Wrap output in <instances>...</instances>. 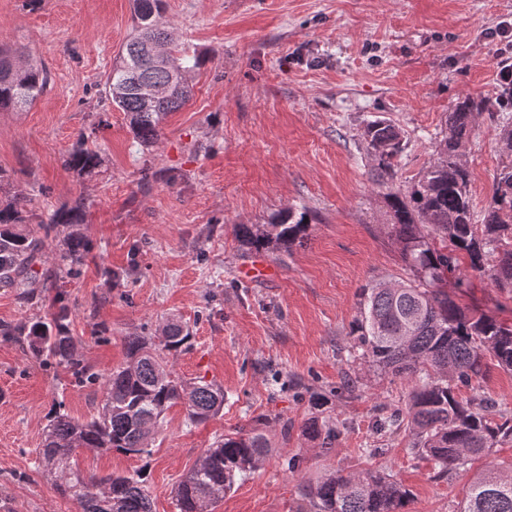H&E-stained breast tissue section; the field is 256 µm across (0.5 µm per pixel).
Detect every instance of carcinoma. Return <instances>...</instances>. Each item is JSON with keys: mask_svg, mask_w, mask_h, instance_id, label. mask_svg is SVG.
I'll list each match as a JSON object with an SVG mask.
<instances>
[{"mask_svg": "<svg viewBox=\"0 0 512 512\" xmlns=\"http://www.w3.org/2000/svg\"><path fill=\"white\" fill-rule=\"evenodd\" d=\"M135 32L124 43L108 73L105 92L126 113L135 138L153 144L165 117L191 98L186 74L199 66L185 46L173 41L163 21V0H133ZM49 82L45 68L11 49H0V109L33 105ZM150 83L157 96L144 103L140 87ZM498 119L499 140L512 150V117L490 111L486 99L469 96L448 113L447 133L435 144V158L406 194L386 193L392 233L400 247L410 279L389 288L376 282L362 288L357 348L370 367L411 383L405 409L381 417V435L405 429L412 452L430 460L438 475H447L486 457L491 449L512 442V413L491 397L458 398L457 392L485 374L486 358L512 371V326L494 318L465 312L440 284L450 275L463 282L461 264L487 277L498 288H512V162L494 177L491 201L481 223H475L469 196V170L459 149L477 129L483 112ZM365 139L377 161L376 181L386 184L403 147L401 131L375 120L366 125ZM64 164L82 174L101 164L98 152L77 148ZM85 202L77 199L64 212L52 213L38 224L45 234L60 224L83 223ZM308 212L289 208L266 225L238 228L243 245L256 251L291 247L309 228ZM41 238L29 228L25 197L16 194L0 203V283L19 289L30 301L29 279L41 263ZM84 238L71 232L61 265L74 278L84 265ZM57 311L49 320L0 326V335L27 343L33 355L70 369L76 382H102V413L80 420L57 411L45 427L37 468L56 478V487L77 501L81 512H152L144 471L133 475H87L72 462L79 449L96 448L125 455L150 454L149 430L161 427L165 412L184 404L187 418L202 422L224 408V389L204 380L187 381L169 368L191 339L189 328L173 320L164 329L160 346L144 336L125 337L126 362L105 379L77 355L69 334L64 292L54 283ZM303 433L332 447L336 424L313 418ZM262 433L236 432L206 449L175 491L179 512H213L214 504L237 477L253 471L267 454ZM410 492L388 473L365 470L344 476L331 472L315 483L299 485L295 512H404ZM457 512H512V471L489 466L470 481Z\"/></svg>", "mask_w": 512, "mask_h": 512, "instance_id": "carcinoma-1", "label": "carcinoma"}]
</instances>
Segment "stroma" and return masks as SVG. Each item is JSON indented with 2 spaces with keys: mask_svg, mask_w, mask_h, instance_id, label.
<instances>
[{
  "mask_svg": "<svg viewBox=\"0 0 512 512\" xmlns=\"http://www.w3.org/2000/svg\"><path fill=\"white\" fill-rule=\"evenodd\" d=\"M164 20L201 64L188 74L192 99L146 147L104 94L132 29V0H0V45L24 48L49 74L30 109L0 112V169L11 177L0 199L27 196L35 225L86 201L83 223L43 238L32 301L0 284V324L50 316L43 274L56 271L64 237L81 233L89 253L64 290L84 362L107 375L126 359L125 337L159 342L162 325L178 319L192 339L171 356L174 373L222 385L225 399L222 413L198 424L183 406L170 408L151 456L83 450L80 468L143 470L153 512H178L174 490L204 450L259 427L267 455L214 512H294L301 481L365 468L359 450L373 436L377 406L400 407L408 391L356 350L362 288L409 277L365 126L381 118L401 129L394 183L408 189L433 160L458 98L501 90L512 44L498 31L512 24V0H164ZM81 146L102 158L93 174L63 165ZM511 158L494 122L480 116L462 149L475 214ZM288 207L314 217L304 242L264 252L272 276L243 278L255 254L239 225L270 223ZM469 280L443 289L511 324L512 292L474 273ZM348 376L358 381L351 393ZM59 403L86 420L101 413L103 392L0 337V512H80L34 464ZM317 415L340 427L327 452L301 434ZM410 441L405 431L385 436L375 461L409 489L407 512H455L472 473L512 464L505 443L439 478Z\"/></svg>",
  "mask_w": 512,
  "mask_h": 512,
  "instance_id": "35a3bbf8",
  "label": "stroma"
}]
</instances>
